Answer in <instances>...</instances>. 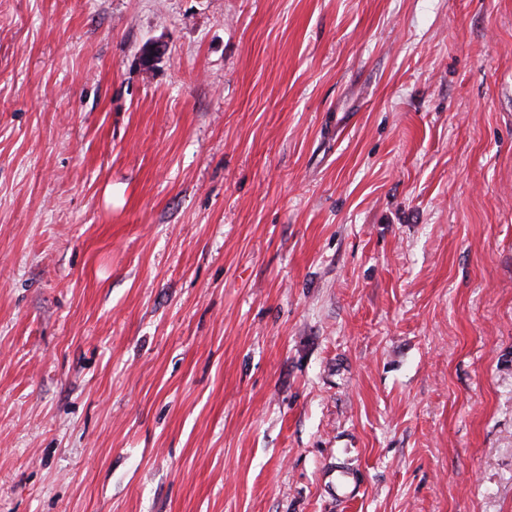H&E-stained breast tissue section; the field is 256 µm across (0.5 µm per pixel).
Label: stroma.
Listing matches in <instances>:
<instances>
[{
	"label": "stroma",
	"instance_id": "obj_1",
	"mask_svg": "<svg viewBox=\"0 0 512 512\" xmlns=\"http://www.w3.org/2000/svg\"><path fill=\"white\" fill-rule=\"evenodd\" d=\"M0 512H512V0H0Z\"/></svg>",
	"mask_w": 512,
	"mask_h": 512
}]
</instances>
